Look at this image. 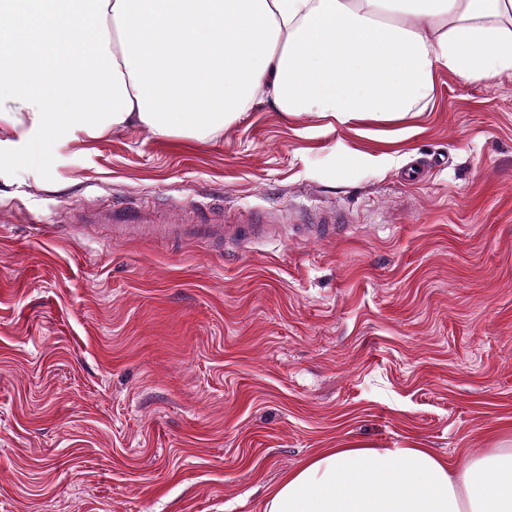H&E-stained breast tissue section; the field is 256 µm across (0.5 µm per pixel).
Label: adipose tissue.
<instances>
[{
	"mask_svg": "<svg viewBox=\"0 0 512 512\" xmlns=\"http://www.w3.org/2000/svg\"><path fill=\"white\" fill-rule=\"evenodd\" d=\"M512 76V0H0V148L144 128L214 140L266 89L326 128L424 111L437 78ZM265 512H512V448H326Z\"/></svg>",
	"mask_w": 512,
	"mask_h": 512,
	"instance_id": "1",
	"label": "adipose tissue"
}]
</instances>
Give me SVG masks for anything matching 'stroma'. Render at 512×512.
Instances as JSON below:
<instances>
[{"label":"stroma","mask_w":512,"mask_h":512,"mask_svg":"<svg viewBox=\"0 0 512 512\" xmlns=\"http://www.w3.org/2000/svg\"><path fill=\"white\" fill-rule=\"evenodd\" d=\"M25 154L0 161V512H263L325 448L512 444V76L440 74L404 122L327 130L260 96L214 141ZM131 197L345 225L219 248L74 222Z\"/></svg>","instance_id":"obj_1"}]
</instances>
